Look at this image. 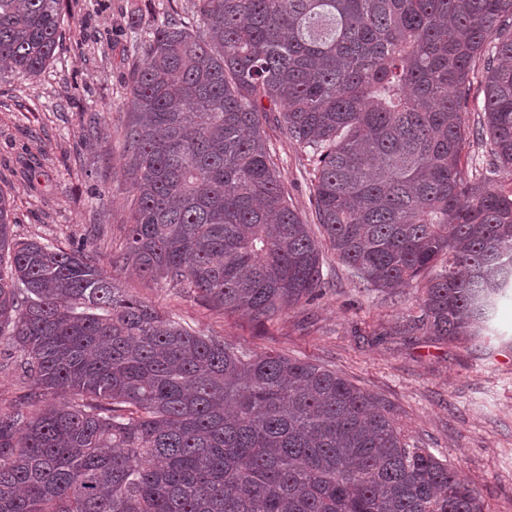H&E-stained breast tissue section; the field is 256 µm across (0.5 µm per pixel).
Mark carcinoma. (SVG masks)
Masks as SVG:
<instances>
[{
  "label": "carcinoma",
  "instance_id": "carcinoma-1",
  "mask_svg": "<svg viewBox=\"0 0 512 512\" xmlns=\"http://www.w3.org/2000/svg\"><path fill=\"white\" fill-rule=\"evenodd\" d=\"M61 0H0V61H53ZM118 261L267 328L322 295L321 235L361 288L422 286L396 330L486 335L512 291V0H195L136 34ZM482 73L494 167L469 169ZM314 180L305 223L265 125ZM0 195V512H484L393 404L125 294L85 248L13 237ZM484 63V57L476 60L475 63V78L473 79L470 87L467 110L464 114L465 124L467 127H469V129L477 126L479 121L482 120L483 116L484 93L480 84V79L484 68ZM7 349L12 354L10 357L4 354ZM19 354L15 349L5 345V341H0V398L2 399L19 401L27 392V388L20 383L15 370V360Z\"/></svg>",
  "mask_w": 512,
  "mask_h": 512
}]
</instances>
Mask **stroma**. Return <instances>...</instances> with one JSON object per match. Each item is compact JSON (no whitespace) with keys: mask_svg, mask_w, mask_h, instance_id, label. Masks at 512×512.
Returning a JSON list of instances; mask_svg holds the SVG:
<instances>
[{"mask_svg":"<svg viewBox=\"0 0 512 512\" xmlns=\"http://www.w3.org/2000/svg\"><path fill=\"white\" fill-rule=\"evenodd\" d=\"M193 0H64L65 37L37 77L0 82V194L11 202L16 239L94 250L127 294L238 346L309 358L392 402L406 435L423 442L476 487L487 512H512V299L497 332L437 342L422 334L376 339L418 310L420 289L391 298L352 281L323 252L325 288L286 310L266 331L245 315L223 316L178 287L153 285L117 261L130 208L121 129L131 110L127 49L134 30ZM101 113L87 137V110ZM271 155L301 218L315 223L313 187L301 148L267 126Z\"/></svg>","mask_w":512,"mask_h":512,"instance_id":"stroma-1","label":"stroma"}]
</instances>
